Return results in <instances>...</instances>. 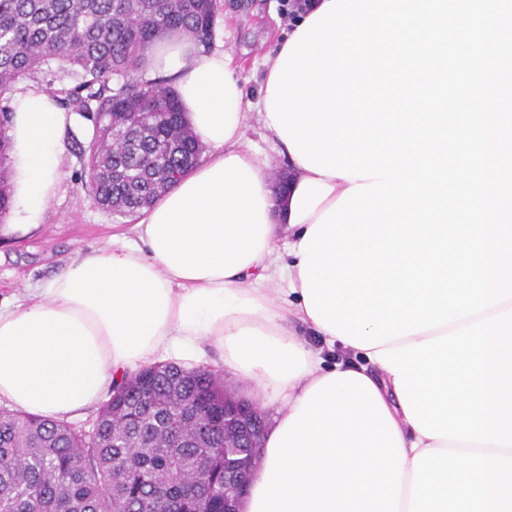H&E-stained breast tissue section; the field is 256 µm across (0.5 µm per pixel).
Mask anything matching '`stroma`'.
<instances>
[{"label":"stroma","mask_w":512,"mask_h":512,"mask_svg":"<svg viewBox=\"0 0 512 512\" xmlns=\"http://www.w3.org/2000/svg\"><path fill=\"white\" fill-rule=\"evenodd\" d=\"M290 20L284 0H216L211 49L230 52L238 75L250 96H257L263 82L262 61ZM92 125L74 116L62 136L59 179L43 224L20 226L0 233V305L24 298L28 289L42 287L77 255L113 245L138 242L137 217H124L101 208L81 185L83 164L74 152L75 141H89ZM244 146L266 160L268 177L287 170L288 159L258 119L246 127Z\"/></svg>","instance_id":"35a3bbf8"}]
</instances>
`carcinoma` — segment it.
<instances>
[{
    "instance_id": "cac0c4a2",
    "label": "carcinoma",
    "mask_w": 512,
    "mask_h": 512,
    "mask_svg": "<svg viewBox=\"0 0 512 512\" xmlns=\"http://www.w3.org/2000/svg\"><path fill=\"white\" fill-rule=\"evenodd\" d=\"M215 0H0V217L13 205L11 94L40 76L91 122L75 147L104 209L133 216L199 162L176 90L140 76L179 34L209 48ZM90 427L0 410V512H224V378L176 363L125 374Z\"/></svg>"
}]
</instances>
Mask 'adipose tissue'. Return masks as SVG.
Masks as SVG:
<instances>
[{
	"label": "adipose tissue",
	"mask_w": 512,
	"mask_h": 512,
	"mask_svg": "<svg viewBox=\"0 0 512 512\" xmlns=\"http://www.w3.org/2000/svg\"><path fill=\"white\" fill-rule=\"evenodd\" d=\"M147 74L175 77L209 154L142 211L139 245L78 256L0 308V401L66 419L124 373L206 343L248 382L252 403L277 409L239 512H512V299L361 351V364L324 366L290 328L338 341L306 310L298 249L356 178L293 157L275 199L243 145L251 115L273 133L266 100L249 96L230 54L167 41ZM70 122L51 93L18 95L13 223H41ZM275 278L287 301L266 289Z\"/></svg>",
	"instance_id": "1"
}]
</instances>
